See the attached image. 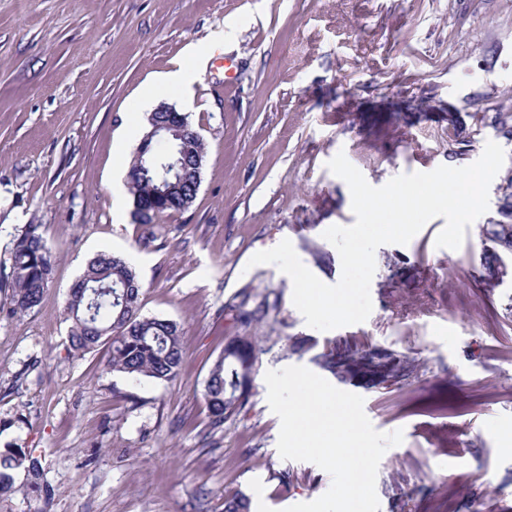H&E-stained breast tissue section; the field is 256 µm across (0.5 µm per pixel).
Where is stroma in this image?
<instances>
[{
    "label": "stroma",
    "instance_id": "1",
    "mask_svg": "<svg viewBox=\"0 0 512 512\" xmlns=\"http://www.w3.org/2000/svg\"><path fill=\"white\" fill-rule=\"evenodd\" d=\"M233 31L189 91L157 86L188 44ZM233 64L225 81L218 59ZM166 103L205 143L192 206L132 217L136 113ZM512 112V0H0V447L39 457L51 501L17 492L0 512H284L331 486L317 465L282 459L264 375L304 366L361 395L380 432L402 430L376 479L380 512H512V279L483 265L481 215L459 249L444 218L375 253L373 310L318 331L292 281L257 252L290 240L324 283L342 274L323 237L355 221L337 153L374 186L464 167L494 130L475 113ZM465 140L448 154V121ZM51 246L42 301L14 311L12 247L28 225ZM125 258L141 312L180 324L172 383L107 371L108 346L70 352L64 304L96 254ZM265 305L245 406L211 433L203 390L227 337L224 313ZM373 354L351 374L328 357Z\"/></svg>",
    "mask_w": 512,
    "mask_h": 512
}]
</instances>
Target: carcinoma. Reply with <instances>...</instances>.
<instances>
[{
    "label": "carcinoma",
    "mask_w": 512,
    "mask_h": 512,
    "mask_svg": "<svg viewBox=\"0 0 512 512\" xmlns=\"http://www.w3.org/2000/svg\"><path fill=\"white\" fill-rule=\"evenodd\" d=\"M491 124L512 142V113L497 112ZM183 141L190 145L184 164L176 159L175 144L168 137L153 143L151 163L128 168V190L132 196L133 216L141 224L172 210L183 209L197 193L194 171L202 159L204 144L188 128ZM498 209L483 225L481 235L488 243L484 265L489 274L501 272L512 263V167L507 169L497 188ZM39 225L31 224L17 238L13 247L12 293L15 309L26 312L38 307L50 282L54 256ZM142 286L133 269L120 257L100 254L89 261L79 282L70 289L64 314L70 322L68 342L77 355L93 351L105 343L111 348L107 369L139 382H173L179 375L185 347L180 325L169 319L140 313ZM241 333L224 345L206 381V401L210 429H223L224 422L246 403L253 387L256 365L261 352L257 337L248 333L256 313L229 308ZM27 475L29 493L46 501L53 496L52 486L44 480L38 458L21 448L0 449V499L17 493L14 473ZM224 512H250V501L242 494L224 499Z\"/></svg>",
    "instance_id": "obj_1"
}]
</instances>
